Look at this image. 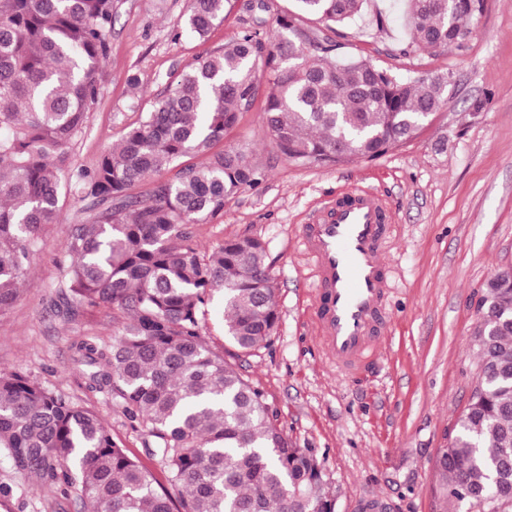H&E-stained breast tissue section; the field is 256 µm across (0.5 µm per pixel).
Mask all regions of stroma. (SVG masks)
Returning a JSON list of instances; mask_svg holds the SVG:
<instances>
[{
  "label": "stroma",
  "mask_w": 512,
  "mask_h": 512,
  "mask_svg": "<svg viewBox=\"0 0 512 512\" xmlns=\"http://www.w3.org/2000/svg\"><path fill=\"white\" fill-rule=\"evenodd\" d=\"M265 2L266 10L252 11L249 0H230L224 21L205 38L176 39L189 0H117L102 94L70 146L72 164L93 167L187 64L221 49L253 18L275 33L291 0ZM375 6L387 17L385 31L368 22L339 30L342 55L371 58L409 78L447 75L449 105L379 160L331 167L289 162L266 130L261 103L240 112L224 142L245 151L259 181L193 230L206 251L228 238L264 242L279 323L270 346L238 353L224 339L217 300L201 334L264 393L289 440L315 449L335 512H368L380 502L383 512H436V455L453 437L477 378V303L490 278L512 270V0H487L464 49L406 56L399 52L408 26L403 0ZM133 77L138 86L130 85ZM479 97L489 104L475 114L470 107ZM353 189L377 193L388 207L393 232L385 257L394 291L375 365L348 377L325 355L313 324L312 266L301 231L325 201ZM91 219L83 203L68 199L60 223L45 230L18 301L0 316V370L37 378L98 414L117 444L154 471L140 428L110 395L89 389L73 361V342H111L124 321L104 307L71 318L60 307L61 266L69 259L63 227ZM0 482L14 486L0 512H82L77 495L30 490L3 461Z\"/></svg>",
  "instance_id": "stroma-1"
}]
</instances>
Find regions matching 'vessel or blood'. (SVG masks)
<instances>
[{
	"label": "vessel or blood",
	"instance_id": "1",
	"mask_svg": "<svg viewBox=\"0 0 512 512\" xmlns=\"http://www.w3.org/2000/svg\"><path fill=\"white\" fill-rule=\"evenodd\" d=\"M391 230L381 200L352 193L325 205L305 225L303 244L314 263L318 334L339 368L369 369L389 298L383 244Z\"/></svg>",
	"mask_w": 512,
	"mask_h": 512
}]
</instances>
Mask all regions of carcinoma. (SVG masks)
<instances>
[{
	"label": "carcinoma",
	"instance_id": "1",
	"mask_svg": "<svg viewBox=\"0 0 512 512\" xmlns=\"http://www.w3.org/2000/svg\"><path fill=\"white\" fill-rule=\"evenodd\" d=\"M229 0H190L185 29L203 37ZM277 16L295 32L314 15L334 32L367 0H294ZM484 0H408L401 54L461 49ZM114 0H0V316L19 297L44 230L68 196L88 224H67L66 312L110 306L128 315L112 342L72 344L89 388L106 391L150 438L166 483L112 439L100 417L37 379L0 372V457L15 474L84 512H334L319 459L293 446L263 393L209 349L201 320L216 297L224 338L238 351L267 347L277 330L276 284L258 238L202 251L193 226L258 182L245 152L215 146L266 82L267 131L288 161L325 167L376 160L413 138L444 100L448 76L407 80L363 57L336 60L339 44L304 35L299 60L279 34L224 44L173 80L120 145L90 170L68 151L102 88ZM206 155L201 166H178ZM151 178L144 197L130 190ZM491 312L474 331L478 388L439 450L436 500L512 512V275L486 284ZM180 492L172 497L169 488Z\"/></svg>",
	"mask_w": 512,
	"mask_h": 512
}]
</instances>
